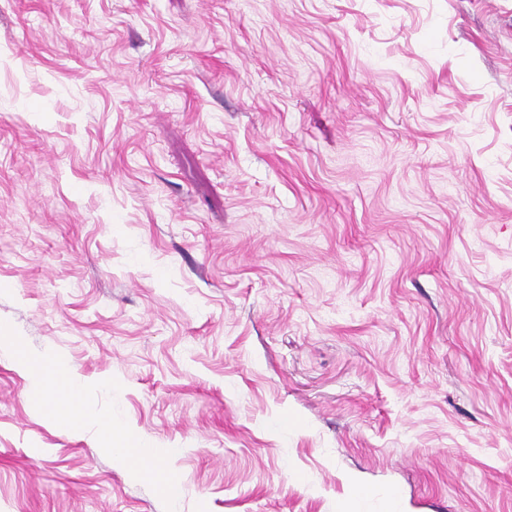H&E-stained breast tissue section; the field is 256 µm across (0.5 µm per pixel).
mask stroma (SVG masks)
<instances>
[{
    "instance_id": "35a3bbf8",
    "label": "stroma",
    "mask_w": 512,
    "mask_h": 512,
    "mask_svg": "<svg viewBox=\"0 0 512 512\" xmlns=\"http://www.w3.org/2000/svg\"><path fill=\"white\" fill-rule=\"evenodd\" d=\"M0 333L181 487L0 362V512H512V0H0ZM0 357L28 373L42 408L61 426L72 431L82 430L89 425L95 426L96 435L116 461L135 477L148 475L156 481H168V490L165 489V492L172 503L177 501L179 483L154 464L165 452V448H146L151 446L117 426L111 416L96 418L92 422L84 401L90 387L66 359L50 355L33 363L21 342L11 336H0ZM137 449L142 450L141 456H135Z\"/></svg>"
}]
</instances>
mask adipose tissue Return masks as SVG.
<instances>
[{
    "label": "adipose tissue",
    "mask_w": 512,
    "mask_h": 512,
    "mask_svg": "<svg viewBox=\"0 0 512 512\" xmlns=\"http://www.w3.org/2000/svg\"><path fill=\"white\" fill-rule=\"evenodd\" d=\"M0 357L28 373L42 408L61 426L72 431L95 426L98 438L116 461L133 476H149L167 482L169 500L177 501L180 493L178 482L171 480L168 472L155 464L162 454L161 449L148 447L146 442L127 433L111 418L91 420L85 404L89 387L66 359L50 355L31 361L21 342L11 336H0Z\"/></svg>",
    "instance_id": "ef3b65f1"
}]
</instances>
